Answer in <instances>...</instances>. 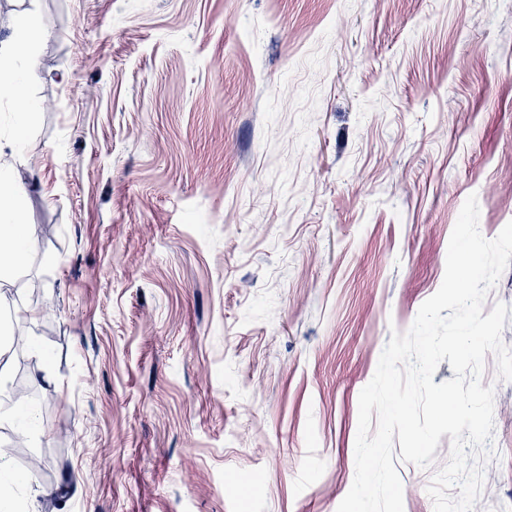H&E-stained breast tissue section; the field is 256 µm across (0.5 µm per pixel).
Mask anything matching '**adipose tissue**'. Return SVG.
I'll list each match as a JSON object with an SVG mask.
<instances>
[{
    "mask_svg": "<svg viewBox=\"0 0 512 512\" xmlns=\"http://www.w3.org/2000/svg\"><path fill=\"white\" fill-rule=\"evenodd\" d=\"M37 46L32 21L24 16L15 17L10 41L0 46V100L22 97L26 87L38 80L35 67L18 69L12 64L17 56L34 58ZM21 194L18 183L0 169V280L4 282L27 266L34 241L33 231L16 220L15 202Z\"/></svg>",
    "mask_w": 512,
    "mask_h": 512,
    "instance_id": "ef3b65f1",
    "label": "adipose tissue"
}]
</instances>
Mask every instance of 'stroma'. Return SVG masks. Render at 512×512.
Instances as JSON below:
<instances>
[{
	"label": "stroma",
	"mask_w": 512,
	"mask_h": 512,
	"mask_svg": "<svg viewBox=\"0 0 512 512\" xmlns=\"http://www.w3.org/2000/svg\"><path fill=\"white\" fill-rule=\"evenodd\" d=\"M3 10L36 25L26 95L54 108L18 143L0 100L39 284L0 285L36 412L0 422V512H337L359 394L441 286L464 201L485 238L512 221V0ZM492 434L480 498L512 512V415ZM449 446L396 461L404 512H434Z\"/></svg>",
	"instance_id": "1"
}]
</instances>
